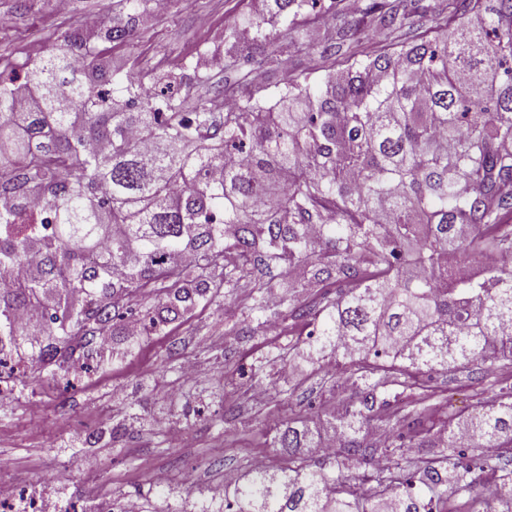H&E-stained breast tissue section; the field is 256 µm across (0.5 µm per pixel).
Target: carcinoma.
Returning a JSON list of instances; mask_svg holds the SVG:
<instances>
[{"label":"carcinoma","mask_w":512,"mask_h":512,"mask_svg":"<svg viewBox=\"0 0 512 512\" xmlns=\"http://www.w3.org/2000/svg\"><path fill=\"white\" fill-rule=\"evenodd\" d=\"M119 2L126 24L98 31L109 42L131 36L150 6ZM320 2L271 0L233 30L263 50L267 26L290 12L318 25ZM426 15L428 28L402 38ZM368 27L387 44L366 46ZM77 54L78 66L53 52L22 86H0V277L31 253L41 264L39 279L0 289V357L27 336L21 311L53 337L28 363L67 372L149 284L170 302L213 288L232 297L280 267L288 288L258 287L247 317L277 294L283 321L309 319L317 360L350 370L355 399L334 416L338 451L316 468L291 455L281 477L264 471L235 486V512H442L497 471L500 450L512 449V390L438 427L399 418L388 447L428 439L440 456L424 468L398 461L358 494L374 412L412 389L390 371L512 360V0H372L324 37L336 73L274 94L251 82L235 112H185L175 94L115 77L86 41ZM20 96L33 107L18 111ZM94 141L107 152L88 151ZM30 199L45 208L19 232ZM185 250L195 261L172 264ZM476 259L479 273H465ZM275 429L277 448L320 447L299 417ZM498 482L503 492L482 498L480 512H512V471Z\"/></svg>","instance_id":"cac0c4a2"}]
</instances>
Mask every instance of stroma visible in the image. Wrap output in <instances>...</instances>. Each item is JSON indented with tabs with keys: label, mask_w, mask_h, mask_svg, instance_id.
Masks as SVG:
<instances>
[{
	"label": "stroma",
	"mask_w": 512,
	"mask_h": 512,
	"mask_svg": "<svg viewBox=\"0 0 512 512\" xmlns=\"http://www.w3.org/2000/svg\"><path fill=\"white\" fill-rule=\"evenodd\" d=\"M262 0H169L149 13L122 42H98L120 73L145 82L176 77L186 109L225 89L262 79L280 85L282 72L252 64L224 66L223 41L202 28H220L261 9ZM125 19L118 0H71L58 13L54 0H0V75H25L69 36L85 32L86 14ZM161 317L160 331L130 338L114 320L110 344L81 350L86 376L65 382L49 373L0 389V473L21 489L15 512H32L50 496L60 512H111L120 497H137L147 512H202L214 485L234 487L256 460L268 470L288 464L273 445L279 421L302 415L325 427L330 414L355 395L338 373L307 355V320L282 324L278 307L262 327H244L223 290L167 307L146 294L134 319ZM261 366L252 376L251 366ZM480 363L431 374L413 393L425 419L442 422L447 410L468 415L493 397ZM168 481L155 487L152 474Z\"/></svg>",
	"instance_id": "obj_1"
}]
</instances>
